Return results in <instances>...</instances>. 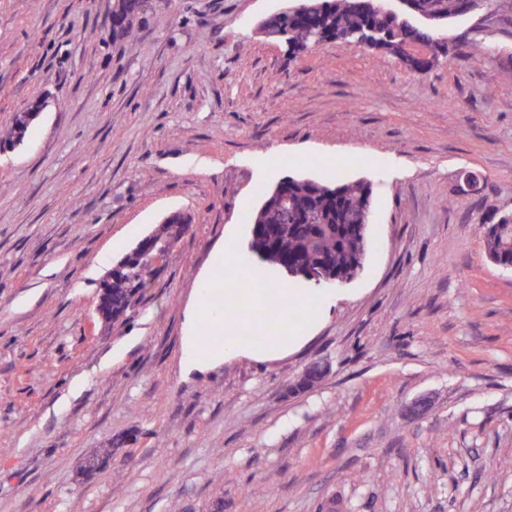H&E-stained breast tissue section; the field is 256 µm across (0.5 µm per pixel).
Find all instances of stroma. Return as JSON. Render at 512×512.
<instances>
[{
    "label": "stroma",
    "mask_w": 512,
    "mask_h": 512,
    "mask_svg": "<svg viewBox=\"0 0 512 512\" xmlns=\"http://www.w3.org/2000/svg\"><path fill=\"white\" fill-rule=\"evenodd\" d=\"M288 4L147 0L132 46L115 0H0V128L43 104L0 151V512H512V272L484 247L512 217V0L439 23L425 74L343 41L288 59L257 31ZM296 174L371 183L361 274L277 358L183 373L199 273ZM175 212L163 276L94 323L97 257Z\"/></svg>",
    "instance_id": "1"
}]
</instances>
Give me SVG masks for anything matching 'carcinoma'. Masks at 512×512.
I'll return each instance as SVG.
<instances>
[{
    "label": "carcinoma",
    "mask_w": 512,
    "mask_h": 512,
    "mask_svg": "<svg viewBox=\"0 0 512 512\" xmlns=\"http://www.w3.org/2000/svg\"><path fill=\"white\" fill-rule=\"evenodd\" d=\"M409 15L441 21L467 13V0H410ZM144 0H117L112 12L113 33L136 43L135 24ZM260 33L288 45L292 58L310 50L314 36L332 43L361 39L368 49L398 55L402 46L420 44L431 50L433 60L448 56V46L434 43V31L413 25L396 13H388L380 0H294L292 6L260 22ZM32 123L30 112L15 115L11 125L0 129V146L24 140ZM372 197L367 180L322 183L309 178L288 177L286 197L263 190L255 212L247 251L267 254V264L279 270L284 265L299 269L324 268L342 275L358 271L366 256V239L359 225L369 219ZM485 251L496 264H512V218L487 225ZM107 307L112 322H125L135 305L157 280L146 258L129 252L116 261ZM112 458V448H101L81 476L92 477Z\"/></svg>",
    "instance_id": "obj_1"
}]
</instances>
